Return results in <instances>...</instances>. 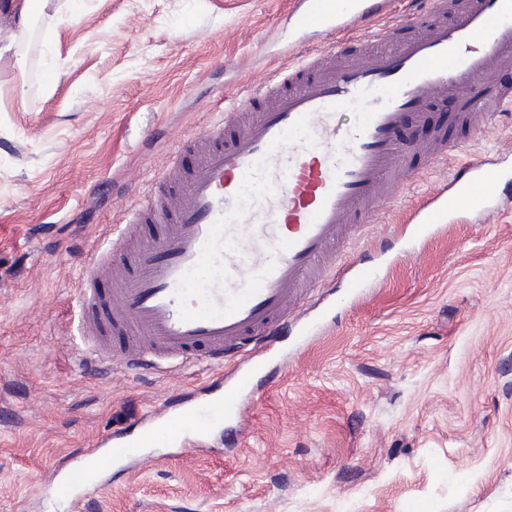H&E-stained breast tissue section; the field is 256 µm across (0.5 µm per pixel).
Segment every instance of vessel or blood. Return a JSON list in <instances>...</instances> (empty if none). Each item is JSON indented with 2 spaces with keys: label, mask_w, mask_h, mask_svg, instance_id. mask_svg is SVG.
Listing matches in <instances>:
<instances>
[{
  "label": "vessel or blood",
  "mask_w": 512,
  "mask_h": 512,
  "mask_svg": "<svg viewBox=\"0 0 512 512\" xmlns=\"http://www.w3.org/2000/svg\"><path fill=\"white\" fill-rule=\"evenodd\" d=\"M416 33L404 21L379 27L396 0H295L288 31L298 41L345 35L295 65L247 81L245 99L222 125L188 143L189 173L170 164L127 208L87 261L75 292L72 332L84 359L130 372L169 370L228 358L295 332L316 335L332 316L306 317L307 296L336 274V245L379 222L411 181L396 137L413 114L438 99L460 101L466 130L489 128L512 86V0H421ZM353 112L351 122L340 113ZM456 146L436 135L421 146L425 166L447 164ZM512 173L487 159L457 167L413 214L414 236L498 203ZM346 293L362 295L368 271L345 269ZM261 363L234 369L232 383L202 402L181 400L141 425L140 438L105 440L93 469L78 466L53 485L64 500L139 457L143 441L190 447L242 417Z\"/></svg>",
  "instance_id": "1"
}]
</instances>
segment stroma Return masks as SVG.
Returning a JSON list of instances; mask_svg holds the SVG:
<instances>
[{"label": "stroma", "mask_w": 512, "mask_h": 512, "mask_svg": "<svg viewBox=\"0 0 512 512\" xmlns=\"http://www.w3.org/2000/svg\"><path fill=\"white\" fill-rule=\"evenodd\" d=\"M292 2H52L0 59V512H512V207L425 240L402 224L469 159L512 167V107L470 137L439 102L406 129L459 149L352 253L375 272L365 294L337 276L335 320L261 352L272 373L235 445L145 449L74 507L47 491L50 468L218 379L83 367L74 290L178 140L287 64Z\"/></svg>", "instance_id": "stroma-1"}]
</instances>
